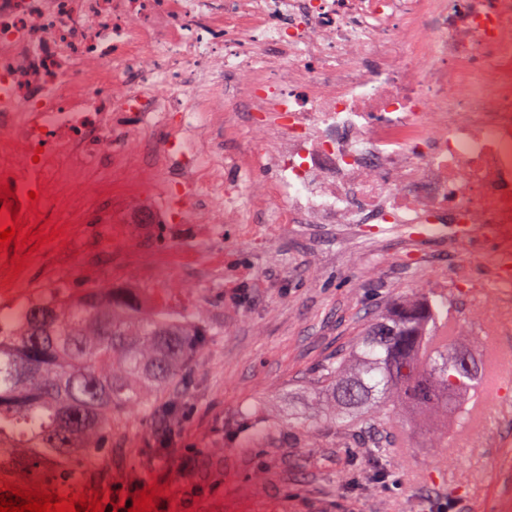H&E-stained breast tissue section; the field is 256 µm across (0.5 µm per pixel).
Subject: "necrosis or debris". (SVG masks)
Returning <instances> with one entry per match:
<instances>
[{"instance_id":"necrosis-or-debris-1","label":"necrosis or debris","mask_w":512,"mask_h":512,"mask_svg":"<svg viewBox=\"0 0 512 512\" xmlns=\"http://www.w3.org/2000/svg\"><path fill=\"white\" fill-rule=\"evenodd\" d=\"M116 112L167 125L157 164L219 207L206 124L272 116L281 223L488 238L512 291V0H0V203L35 223Z\"/></svg>"}]
</instances>
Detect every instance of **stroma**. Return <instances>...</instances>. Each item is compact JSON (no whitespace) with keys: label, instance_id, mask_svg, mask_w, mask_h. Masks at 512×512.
<instances>
[{"label":"stroma","instance_id":"1","mask_svg":"<svg viewBox=\"0 0 512 512\" xmlns=\"http://www.w3.org/2000/svg\"><path fill=\"white\" fill-rule=\"evenodd\" d=\"M267 116L237 113L208 130L224 156V189L240 190L216 221L205 194L187 192L194 212L179 223L155 202L177 175L148 155L151 141L127 116L112 170L91 169L61 186L42 214L57 239L29 253L8 280L0 267V311L59 284L74 291L119 286L159 309L209 329L179 384L129 409L112 426V480L157 485L158 512H512V296L490 288L492 240L443 254L439 240L402 225L360 235L342 224H281ZM452 297L469 335L499 336L501 396L470 408L481 426L460 431L440 417L434 434L401 419L385 428L393 445L371 455L349 427L332 426L331 401L314 397L318 372L355 342L370 318L425 293ZM176 402L164 437L160 411Z\"/></svg>","mask_w":512,"mask_h":512}]
</instances>
